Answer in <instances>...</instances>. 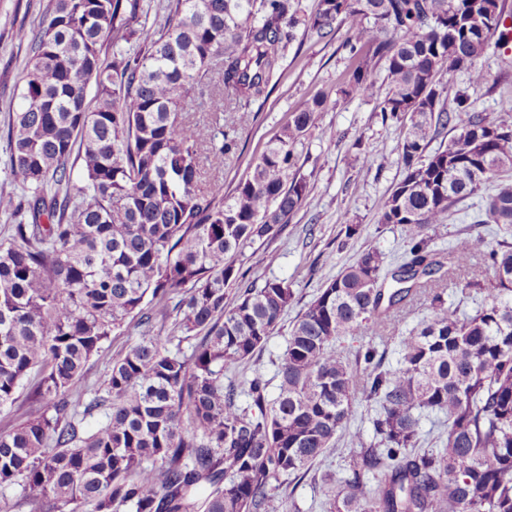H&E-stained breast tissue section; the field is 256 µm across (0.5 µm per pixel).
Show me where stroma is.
<instances>
[{
  "instance_id": "obj_1",
  "label": "stroma",
  "mask_w": 512,
  "mask_h": 512,
  "mask_svg": "<svg viewBox=\"0 0 512 512\" xmlns=\"http://www.w3.org/2000/svg\"><path fill=\"white\" fill-rule=\"evenodd\" d=\"M48 0H0V181L6 177V132L10 116L22 105L23 73L29 61L26 50L6 39L11 27L39 24ZM343 35L321 40L297 29L280 76L270 96L256 102L257 119L246 127H236V113L224 115V124L236 127L239 154L227 158L221 170H207L206 179L223 180L225 191H232L245 178L250 166L262 154L267 142L287 125L291 112L311 98L324 100L325 106L305 140L301 155V172L308 180L309 192L301 206L290 216L277 235L267 240L244 262L246 276L262 281L285 278L295 291V308H302L317 293L322 283L334 276L339 267L351 264L369 248H377L386 258H394L405 249L399 228L378 222V212L389 189L402 174L398 145L403 135L402 123L384 118L381 105L387 91L385 74L375 71L376 92L373 97L346 95L345 89L353 70V61L343 48ZM485 74L476 84L467 71L442 75L439 88L446 107H454L455 98L467 96L473 107L489 120L512 124V111L504 108L512 100V41L490 48L478 61ZM360 227L358 236L343 240L344 225ZM335 252L336 262L324 263L326 252ZM288 323H281L264 348L247 363L225 372L228 384L262 375L268 393H275L271 379L273 362L286 346ZM172 325H145L131 321L115 331L106 348L89 363L87 388L98 387L111 367L143 336L166 337ZM322 467L313 468L302 479L280 477L276 497L293 501L299 512H323L321 505L334 488L321 479Z\"/></svg>"
}]
</instances>
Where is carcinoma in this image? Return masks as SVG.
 Returning a JSON list of instances; mask_svg holds the SVG:
<instances>
[{
    "mask_svg": "<svg viewBox=\"0 0 512 512\" xmlns=\"http://www.w3.org/2000/svg\"><path fill=\"white\" fill-rule=\"evenodd\" d=\"M164 10L152 29L146 0H49L38 28L11 29L29 61L0 189V213L20 216L0 238V408L34 372L43 411L0 433V496L28 490L26 512H267L271 481L304 477L344 438L326 512H512V125L464 96L450 111L439 90L444 72L485 80L476 62L504 23L500 0H319L303 22L296 0ZM301 23L321 39L345 29L346 93L370 95L380 66L382 112L409 120L378 219L407 245L391 269L373 248L324 282L292 320L270 399L262 377L240 390L224 371L263 349L294 290L246 283L240 263L306 198L299 149L323 101L292 113L227 194L199 186L201 158L220 166L238 140L202 135L184 107L211 97L216 75L251 123ZM487 186L474 223L496 240L467 228L434 248L430 226ZM420 299L428 315L397 337L393 364L376 340ZM135 317L173 318L181 335L134 344L84 399L88 363ZM362 403L369 439L352 428ZM429 414L446 425L425 448Z\"/></svg>",
    "mask_w": 512,
    "mask_h": 512,
    "instance_id": "1",
    "label": "carcinoma"
}]
</instances>
